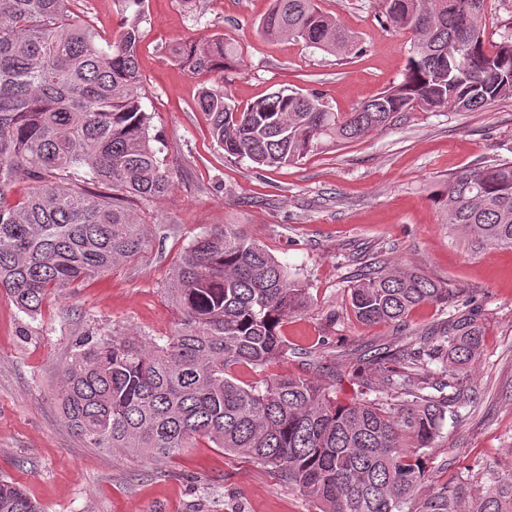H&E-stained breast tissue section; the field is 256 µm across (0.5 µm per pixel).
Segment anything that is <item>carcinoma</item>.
<instances>
[{"mask_svg":"<svg viewBox=\"0 0 512 512\" xmlns=\"http://www.w3.org/2000/svg\"><path fill=\"white\" fill-rule=\"evenodd\" d=\"M70 0H0V289L35 317L47 294L77 288L146 246L136 214L143 200L171 190L169 170L149 137L137 47L145 0H117L119 30L107 37L71 17ZM487 0H384L383 17L411 35L403 79L334 112L322 93L284 89L236 112L222 89L198 108L229 156L265 167L297 162L327 142L355 140L419 105L474 111L512 97V37L485 40ZM266 38L335 53L354 44L316 0H272ZM194 74L242 65L237 49L214 39L173 51ZM29 183L20 198L11 186ZM452 232L490 247L512 246V161L448 175L435 194ZM171 299L181 317L171 336L143 345L125 336L75 341L63 370L61 409L87 447L171 456L204 437L232 455L270 466L319 512H413L428 478L427 450L446 409L460 401L454 380L481 355L479 311L457 310L431 340L401 353L415 372L388 370L386 389L348 403L331 385L269 372L288 355L281 332L308 304L306 285L234 225L196 239L175 263ZM449 292L411 270L365 260L351 287L355 316L400 322ZM447 379L428 382L427 365ZM265 376L237 383L233 369ZM450 389L443 394L444 389ZM476 512H512V483L484 474ZM0 512H42L18 483L0 478ZM420 512H462L445 487Z\"/></svg>","mask_w":512,"mask_h":512,"instance_id":"carcinoma-1","label":"carcinoma"}]
</instances>
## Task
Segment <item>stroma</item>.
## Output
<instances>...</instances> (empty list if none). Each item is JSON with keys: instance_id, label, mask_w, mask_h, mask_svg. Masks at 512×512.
Returning <instances> with one entry per match:
<instances>
[{"instance_id": "stroma-1", "label": "stroma", "mask_w": 512, "mask_h": 512, "mask_svg": "<svg viewBox=\"0 0 512 512\" xmlns=\"http://www.w3.org/2000/svg\"><path fill=\"white\" fill-rule=\"evenodd\" d=\"M270 5L200 0L192 11L184 0H147L138 63L149 135L172 189L137 208L144 251L52 293L33 318L0 292V477L23 485L44 512H317L274 469L206 439L169 458L115 456L85 447L64 422L61 371L75 339L171 335L175 260L195 236L227 224L309 287L308 307L283 328L288 358L276 372L333 384L343 403L358 399L361 383L383 385L370 351L416 347L457 305L479 306L483 352L461 377L470 401L429 449L430 478L416 499L459 484L473 512L487 490L483 472L512 479V247L474 249L449 233L432 201L449 173L512 160V98L476 112L417 108L386 130L277 168L226 155L197 106L205 89L223 88L241 109L283 88L318 90L329 108L347 112L406 71L410 36L387 25L382 0H319L358 41L344 56L264 38ZM216 38L241 47L242 68L196 75L172 56L179 42ZM363 250L448 288L447 305L419 306L401 324L360 322L349 298Z\"/></svg>"}]
</instances>
